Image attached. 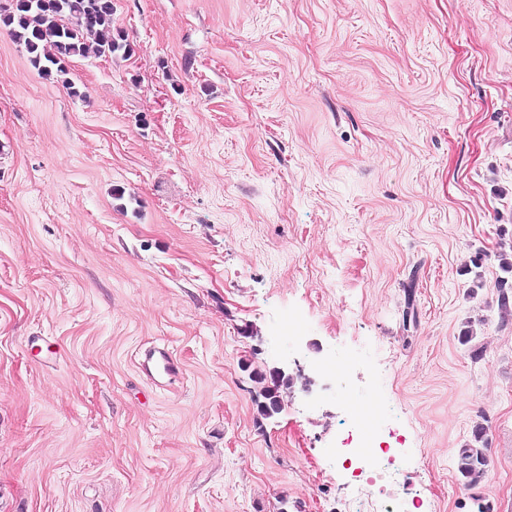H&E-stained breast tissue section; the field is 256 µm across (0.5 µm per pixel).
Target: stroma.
Segmentation results:
<instances>
[{
  "instance_id": "1",
  "label": "stroma",
  "mask_w": 512,
  "mask_h": 512,
  "mask_svg": "<svg viewBox=\"0 0 512 512\" xmlns=\"http://www.w3.org/2000/svg\"><path fill=\"white\" fill-rule=\"evenodd\" d=\"M113 3L55 80L0 27V512H336L360 408L394 512H512V0ZM509 249L510 253L505 250V245L500 243V251L497 253L501 275L497 279L496 286L502 313L511 312L512 309V244L509 245ZM254 382L260 385V389L254 401L260 415L269 417L280 409V393L288 389L291 379L280 371L265 373H254ZM262 398L263 400H260ZM485 449V428L478 424L473 429L471 441L457 453L456 469L466 487H475L484 480L488 466Z\"/></svg>"
}]
</instances>
